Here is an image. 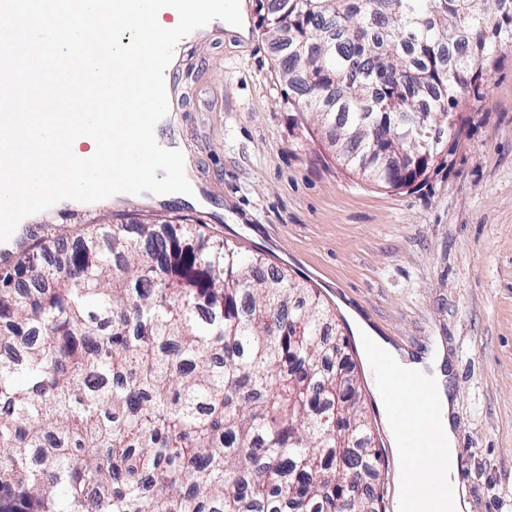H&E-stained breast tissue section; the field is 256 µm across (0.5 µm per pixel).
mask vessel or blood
Returning <instances> with one entry per match:
<instances>
[{
	"instance_id": "obj_1",
	"label": "vessel or blood",
	"mask_w": 512,
	"mask_h": 512,
	"mask_svg": "<svg viewBox=\"0 0 512 512\" xmlns=\"http://www.w3.org/2000/svg\"><path fill=\"white\" fill-rule=\"evenodd\" d=\"M74 186L80 187L84 197L96 201L103 198L121 200L133 195L130 185L113 170H80L73 181L58 183L57 189L66 193ZM395 385L388 426L393 430H404L409 442V449L398 468L399 478L408 490L404 512H437V487L427 460L431 452L428 440L438 425L434 390L428 382L402 375L396 377Z\"/></svg>"
}]
</instances>
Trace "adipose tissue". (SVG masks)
Instances as JSON below:
<instances>
[{
  "instance_id": "adipose-tissue-1",
  "label": "adipose tissue",
  "mask_w": 512,
  "mask_h": 512,
  "mask_svg": "<svg viewBox=\"0 0 512 512\" xmlns=\"http://www.w3.org/2000/svg\"><path fill=\"white\" fill-rule=\"evenodd\" d=\"M34 153L44 156L47 165L42 171L46 185L69 178L75 171L88 166L116 168L118 161L112 154L99 151L96 144H84L81 138H71L67 150L54 152L41 143H32ZM191 160L181 148H169L159 159L141 166L135 176L142 193L158 200L182 199L194 202L200 198V190L190 176ZM368 342L374 348L386 352L392 360L391 370L378 375L381 396L385 408H392L393 400L389 385L394 373L403 372L432 381L437 389L436 404L439 413L436 450L428 460L430 471L440 489V512H464L467 503L454 475L456 471L457 448L453 424L454 402L451 391L446 386L443 359L440 352L434 351L423 357H414L396 349L384 338L369 336Z\"/></svg>"
}]
</instances>
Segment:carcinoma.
I'll return each mask as SVG.
<instances>
[{"label":"carcinoma","instance_id":"obj_1","mask_svg":"<svg viewBox=\"0 0 512 512\" xmlns=\"http://www.w3.org/2000/svg\"><path fill=\"white\" fill-rule=\"evenodd\" d=\"M284 104L395 190L444 164L512 0H275ZM427 114L439 128L418 132ZM316 291L198 224H91L0 269V512H389Z\"/></svg>","mask_w":512,"mask_h":512}]
</instances>
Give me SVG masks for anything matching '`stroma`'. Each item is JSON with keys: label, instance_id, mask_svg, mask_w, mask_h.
<instances>
[{"label": "stroma", "instance_id": "35a3bbf8", "mask_svg": "<svg viewBox=\"0 0 512 512\" xmlns=\"http://www.w3.org/2000/svg\"><path fill=\"white\" fill-rule=\"evenodd\" d=\"M244 4V32L187 42L175 68L174 133L204 203L54 208L28 245L171 217L308 281L349 335L367 328L415 356L440 344L468 512H512V50L479 86L446 165L395 190L350 173L283 106L262 4Z\"/></svg>", "mask_w": 512, "mask_h": 512}]
</instances>
